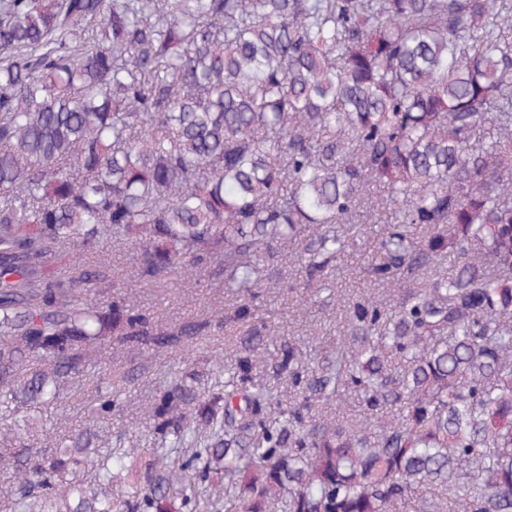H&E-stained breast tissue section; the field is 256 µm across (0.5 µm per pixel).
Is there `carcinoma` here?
I'll use <instances>...</instances> for the list:
<instances>
[{"label":"carcinoma","instance_id":"obj_1","mask_svg":"<svg viewBox=\"0 0 512 512\" xmlns=\"http://www.w3.org/2000/svg\"><path fill=\"white\" fill-rule=\"evenodd\" d=\"M500 135L477 140L484 114ZM384 185L393 222L354 213ZM312 233L298 238L300 226ZM140 277L213 267L234 311L162 327L54 267L102 231ZM299 248L297 315L348 251L372 282L330 351L272 336L259 288ZM238 335L155 395L150 469L107 391L58 451L22 446L13 512H512V0H0V412L13 430L118 342ZM363 412H327L339 393Z\"/></svg>","mask_w":512,"mask_h":512}]
</instances>
